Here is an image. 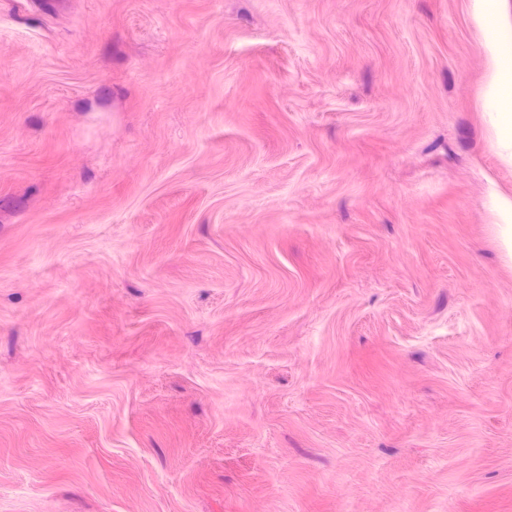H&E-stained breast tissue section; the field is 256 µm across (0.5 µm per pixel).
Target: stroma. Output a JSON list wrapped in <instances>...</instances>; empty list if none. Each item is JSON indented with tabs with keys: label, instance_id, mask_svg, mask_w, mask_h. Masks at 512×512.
I'll return each mask as SVG.
<instances>
[{
	"label": "stroma",
	"instance_id": "1",
	"mask_svg": "<svg viewBox=\"0 0 512 512\" xmlns=\"http://www.w3.org/2000/svg\"><path fill=\"white\" fill-rule=\"evenodd\" d=\"M473 0H0V512H512V164ZM502 223L496 224L497 239L504 255L512 260V202L502 211Z\"/></svg>",
	"mask_w": 512,
	"mask_h": 512
}]
</instances>
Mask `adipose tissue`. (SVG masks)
I'll return each instance as SVG.
<instances>
[{"label":"adipose tissue","instance_id":"1","mask_svg":"<svg viewBox=\"0 0 512 512\" xmlns=\"http://www.w3.org/2000/svg\"><path fill=\"white\" fill-rule=\"evenodd\" d=\"M490 58L485 98L494 110L498 142L512 143V54L502 53L495 33L497 0H474Z\"/></svg>","mask_w":512,"mask_h":512}]
</instances>
